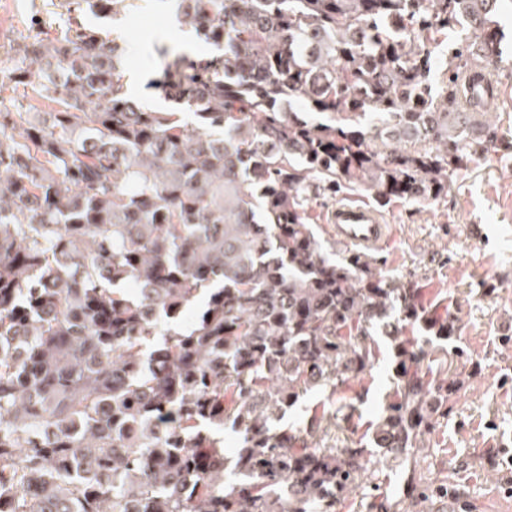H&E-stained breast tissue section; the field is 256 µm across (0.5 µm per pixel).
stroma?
<instances>
[{
  "mask_svg": "<svg viewBox=\"0 0 512 512\" xmlns=\"http://www.w3.org/2000/svg\"><path fill=\"white\" fill-rule=\"evenodd\" d=\"M87 24L124 40L126 79L155 76L159 51L186 39L178 29L171 0H136L120 22L85 15ZM68 25L64 8L51 0H0V65L19 62L14 47L42 29L59 33ZM500 92L488 110L499 137L496 152L473 160L452 178L447 197L417 202L394 199L382 208L390 237L374 253L383 276L416 284L422 302L447 305L457 326L455 339L432 345L429 362L449 368L462 382L447 416L426 435L424 448L409 458H373L371 472L353 492L343 512H369L376 499L395 504L398 512H512V54L492 70ZM373 203L361 184L344 185L336 198L307 205L325 249L337 254L346 245L329 237L324 218L336 202ZM397 385L389 341L370 372L348 382L331 410L336 423L320 437L321 446L344 448L371 436L386 397ZM423 482L450 484L451 500L425 503L409 496V475Z\"/></svg>",
  "mask_w": 512,
  "mask_h": 512,
  "instance_id": "obj_1",
  "label": "stroma"
}]
</instances>
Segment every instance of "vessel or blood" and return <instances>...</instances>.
<instances>
[{
	"mask_svg": "<svg viewBox=\"0 0 512 512\" xmlns=\"http://www.w3.org/2000/svg\"><path fill=\"white\" fill-rule=\"evenodd\" d=\"M326 228L336 241L362 251L382 248L388 238V226L373 207L345 202L337 204L326 218Z\"/></svg>",
	"mask_w": 512,
	"mask_h": 512,
	"instance_id": "1",
	"label": "vessel or blood"
}]
</instances>
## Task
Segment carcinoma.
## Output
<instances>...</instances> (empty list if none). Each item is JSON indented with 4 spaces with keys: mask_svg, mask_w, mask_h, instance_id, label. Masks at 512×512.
I'll return each mask as SVG.
<instances>
[{
    "mask_svg": "<svg viewBox=\"0 0 512 512\" xmlns=\"http://www.w3.org/2000/svg\"><path fill=\"white\" fill-rule=\"evenodd\" d=\"M65 2L115 20L134 0ZM500 2L178 0L207 51H163L166 111L130 96L98 29L16 48L0 93L36 73L52 107L0 110V512H340L372 457L424 447L459 391L425 345L455 321L366 255L332 258L306 202L344 182L436 199L497 148L467 86L500 58ZM379 326L397 389L372 449L319 446L325 411L281 427L373 366ZM324 391L313 390L309 392L300 402L288 410L283 416L281 424H295L303 426L310 419L311 409L314 405L321 402L324 398Z\"/></svg>",
    "mask_w": 512,
    "mask_h": 512,
    "instance_id": "obj_1",
    "label": "carcinoma"
}]
</instances>
